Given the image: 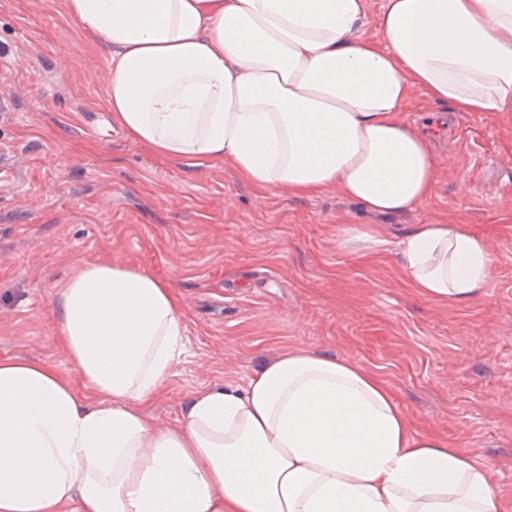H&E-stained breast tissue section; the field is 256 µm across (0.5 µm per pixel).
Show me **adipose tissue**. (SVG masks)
<instances>
[{"label": "adipose tissue", "mask_w": 512, "mask_h": 512, "mask_svg": "<svg viewBox=\"0 0 512 512\" xmlns=\"http://www.w3.org/2000/svg\"><path fill=\"white\" fill-rule=\"evenodd\" d=\"M108 66L113 124L162 158L224 161L260 191L336 187L375 213L433 194L413 89L512 112V0H64ZM411 288L471 302L486 240L418 224L395 244ZM171 282L74 262L54 339L84 382L0 359V512H502L486 465L414 433L386 386L297 347L241 387L195 391L173 426L144 411L186 352Z\"/></svg>", "instance_id": "1"}]
</instances>
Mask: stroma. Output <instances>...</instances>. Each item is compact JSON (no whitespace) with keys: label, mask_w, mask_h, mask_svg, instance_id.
Returning a JSON list of instances; mask_svg holds the SVG:
<instances>
[{"label":"stroma","mask_w":512,"mask_h":512,"mask_svg":"<svg viewBox=\"0 0 512 512\" xmlns=\"http://www.w3.org/2000/svg\"><path fill=\"white\" fill-rule=\"evenodd\" d=\"M107 63L64 0H0V358L74 370L51 336L73 261H112L171 280L189 313L187 356L148 408L175 424L191 395L242 385L285 350L343 357L379 379L415 432L486 464L512 512V112L475 114L412 90L402 116L457 121L434 137L432 197L400 215L329 187L259 192L219 162L188 165L129 141L106 108ZM460 224L493 257L483 296L442 304L408 287L391 241ZM345 240L347 242L361 243L370 250L387 249L392 244L389 240L378 237L371 230L355 227H348L345 230Z\"/></svg>","instance_id":"35a3bbf8"}]
</instances>
